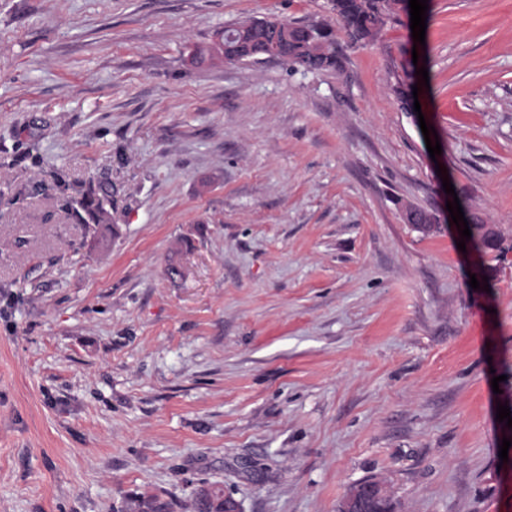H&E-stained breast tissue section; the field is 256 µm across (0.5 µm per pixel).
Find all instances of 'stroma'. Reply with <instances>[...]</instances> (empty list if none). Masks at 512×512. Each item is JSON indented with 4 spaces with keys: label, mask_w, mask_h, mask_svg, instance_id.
Listing matches in <instances>:
<instances>
[{
    "label": "stroma",
    "mask_w": 512,
    "mask_h": 512,
    "mask_svg": "<svg viewBox=\"0 0 512 512\" xmlns=\"http://www.w3.org/2000/svg\"><path fill=\"white\" fill-rule=\"evenodd\" d=\"M267 15L329 13L0 0V512H184L215 482L244 512H336L370 477L397 512H512V256L460 251L446 209L512 246V0H428L421 46L405 19L339 37L340 72L188 63ZM90 181L105 250L64 208Z\"/></svg>",
    "instance_id": "1"
}]
</instances>
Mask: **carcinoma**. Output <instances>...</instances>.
Listing matches in <instances>:
<instances>
[{"label": "carcinoma", "instance_id": "obj_1", "mask_svg": "<svg viewBox=\"0 0 512 512\" xmlns=\"http://www.w3.org/2000/svg\"><path fill=\"white\" fill-rule=\"evenodd\" d=\"M329 18L323 22L301 23L283 20L278 39L265 27L251 24L252 18H245L216 33L217 41L207 48H195L192 63L202 65L214 60L235 63L246 57L224 53L223 46L234 45L246 39L254 51L272 46L291 66H300L311 72H339L342 61L339 56L332 23L342 26L350 44L366 46L376 42L388 25L409 13V0H327ZM402 208L412 209L418 216L414 228L430 233L437 229L432 212L405 203ZM65 209L76 216L79 223L86 225L88 233L99 245L106 246L112 237L114 199L112 188L104 183L89 184L86 191L65 201ZM470 246L478 254L489 249L485 234V222L480 220L469 226ZM208 502L201 503L191 498L189 512H223L224 488L218 484L209 485ZM168 503L156 496L133 497L126 501V512H168Z\"/></svg>", "mask_w": 512, "mask_h": 512}]
</instances>
